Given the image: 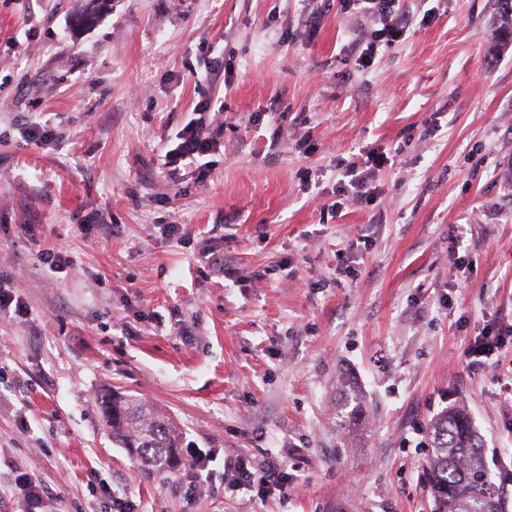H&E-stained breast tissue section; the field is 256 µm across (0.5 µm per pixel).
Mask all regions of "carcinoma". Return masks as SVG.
<instances>
[{"label": "carcinoma", "mask_w": 512, "mask_h": 512, "mask_svg": "<svg viewBox=\"0 0 512 512\" xmlns=\"http://www.w3.org/2000/svg\"><path fill=\"white\" fill-rule=\"evenodd\" d=\"M77 23L90 26L106 0H84ZM498 19L490 33L489 59L512 48V0H497ZM102 422L112 439L128 449L145 474L170 472L182 465L174 451L179 434L157 409L130 395L98 399ZM427 467L439 512H498L495 487L483 461V444L468 414L452 409L431 424Z\"/></svg>", "instance_id": "1"}]
</instances>
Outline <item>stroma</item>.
I'll return each instance as SVG.
<instances>
[{
  "instance_id": "stroma-1",
  "label": "stroma",
  "mask_w": 512,
  "mask_h": 512,
  "mask_svg": "<svg viewBox=\"0 0 512 512\" xmlns=\"http://www.w3.org/2000/svg\"><path fill=\"white\" fill-rule=\"evenodd\" d=\"M406 6L363 75L372 25L342 0H110L86 28L77 0H0V274L31 309L0 321V512L21 471L56 512H434L411 442L457 407L512 512V343L465 354L512 324V53L487 60L496 0ZM214 58L232 91L197 85ZM209 98L202 180L161 150ZM366 146L395 156L379 198L333 209ZM108 389L168 416L183 460L214 454L207 482L146 477L101 424ZM240 452L287 457L298 490L232 487ZM512 324L498 325L496 328L484 329L483 332L471 338L467 345L466 356L471 364L485 363L497 357L499 350L505 347L512 338Z\"/></svg>"
}]
</instances>
